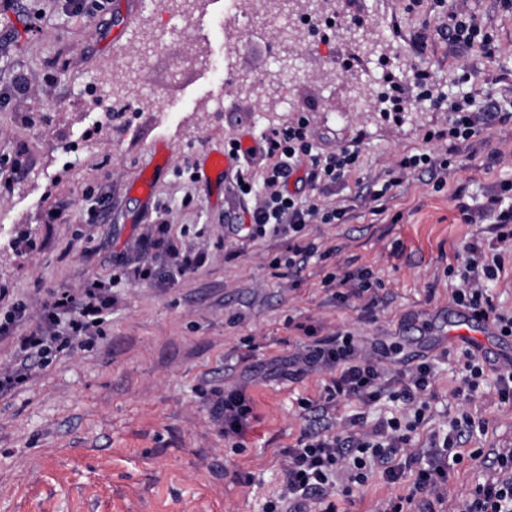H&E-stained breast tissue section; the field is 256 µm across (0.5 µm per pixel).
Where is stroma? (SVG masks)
Segmentation results:
<instances>
[{
    "label": "stroma",
    "mask_w": 512,
    "mask_h": 512,
    "mask_svg": "<svg viewBox=\"0 0 512 512\" xmlns=\"http://www.w3.org/2000/svg\"><path fill=\"white\" fill-rule=\"evenodd\" d=\"M462 6L493 34V57L452 47L436 0H88L80 11L68 0H0V320L27 305L0 336V372L19 362L18 343L52 291L76 294L136 264L135 243L153 225L206 257L174 281L114 283L92 345L50 354L0 393V512H266L284 450L304 431L338 432L359 413L369 427L401 408L341 398L321 418L302 409L327 377L289 376L305 341L298 322L320 337L350 333L427 358L435 377L411 452H425L429 431H447L464 375V345L448 338L462 283L452 267L465 242L494 236L489 219L463 223L458 205L479 208L512 183V121L459 143L460 166L445 182L408 173L378 215L370 193L403 155L445 150L424 139L448 115L414 97L416 71L431 73L434 91L472 94L483 109L512 104V12L501 0ZM305 14L365 20V37L341 29L320 45L297 30L285 41L287 19ZM190 17L224 28L199 39ZM393 82L410 94L407 111L389 109ZM302 115L322 148L358 143L360 166L321 195L348 216L309 226L318 256L274 270L284 240L226 235L244 217L232 190L238 163L219 174L210 157ZM55 211L63 223H50ZM359 268L382 290L343 300L324 288L326 274ZM476 357L485 376L465 446L512 448L497 364L490 348ZM216 389L252 402L238 441L213 417ZM409 490V480L376 472L338 508L382 512Z\"/></svg>",
    "instance_id": "obj_1"
}]
</instances>
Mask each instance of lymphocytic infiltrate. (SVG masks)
I'll use <instances>...</instances> for the list:
<instances>
[{
	"label": "lymphocytic infiltrate",
	"mask_w": 512,
	"mask_h": 512,
	"mask_svg": "<svg viewBox=\"0 0 512 512\" xmlns=\"http://www.w3.org/2000/svg\"><path fill=\"white\" fill-rule=\"evenodd\" d=\"M448 33L459 48L478 46L485 54L495 52L492 35L484 31L476 17L461 8L449 11ZM418 87L421 96L431 100L435 109L449 115L446 127L426 132V141L464 142L483 132L485 113L476 107L472 97L449 101L433 96L425 73L420 74ZM226 153L234 160L261 157L268 161L258 178L237 170L233 188L250 217L249 238H262L271 233L288 244L287 258L272 259V268L284 264L292 267L297 260L317 253V246L307 238L309 225L344 220L345 208L323 206L315 196L299 198L288 191L287 184L296 173L314 191L344 182L359 161L357 144L323 152L307 118L302 117L247 149L242 148L239 139H232ZM509 194H512V183H505L499 194L489 197L479 211L460 204L465 222H472L478 215L490 218L495 239L491 242L472 239L464 244L463 285L455 289L453 301L474 317L491 321L500 335L512 337V313L496 309L486 290L487 283L495 280L504 266L498 245L512 243V203L505 201ZM167 234V225L158 224L138 241L143 261L126 270V278L146 281L162 276L174 280L203 265L204 256L191 251L172 252L169 264L156 265L157 256L165 249ZM110 290L109 284L98 280L78 296L67 290L54 292L43 324L22 338V351L44 356L100 332L112 307ZM390 355L387 349H366L362 340L347 333L315 340L293 357L290 365L297 373L318 370L328 375L324 388L326 405H333L340 397L367 404L387 397L401 402L402 408L400 415L379 420L364 432L359 429L363 422L359 415L352 418L353 430L345 435L326 429L304 432L285 451L284 484L276 498L270 500L267 512H339L336 496L350 497L376 471L391 484L399 483L405 474H412L410 496L390 499L384 510L410 512L414 497L431 495L436 501H443L442 489L448 480L449 464L459 465L465 458L482 456L479 448L467 456L460 451L462 437L472 432L474 425L473 417L464 409L450 418L446 434H431L428 456L419 458L406 453L412 432L425 421L434 372L431 362L423 360L401 370L397 377H390L384 364ZM213 411L228 437L240 436L253 415L250 400L240 391L219 392ZM401 454L406 457L402 465L396 461ZM491 465V474L472 485L460 512H512V448L495 450Z\"/></svg>",
	"instance_id": "f902f5d3"
}]
</instances>
